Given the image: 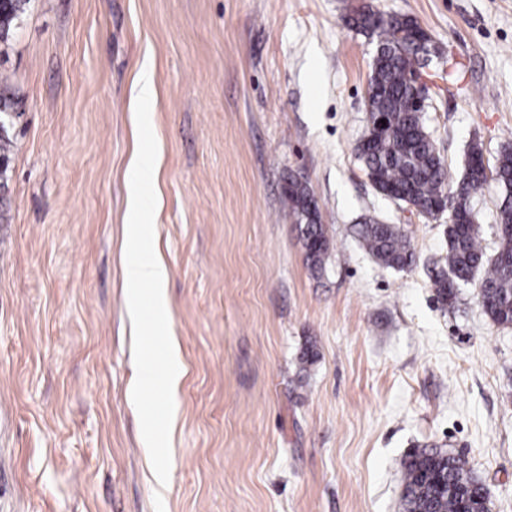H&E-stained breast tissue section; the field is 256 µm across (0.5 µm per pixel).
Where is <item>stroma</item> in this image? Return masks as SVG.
<instances>
[{"mask_svg":"<svg viewBox=\"0 0 512 512\" xmlns=\"http://www.w3.org/2000/svg\"><path fill=\"white\" fill-rule=\"evenodd\" d=\"M430 38L425 124L454 176L512 142V0H30L0 46L16 117L0 176V512H404L416 448L464 455L512 512V327L434 280L447 217L378 193L374 38L351 7ZM151 58L154 234L185 367L158 485L128 398L124 295L135 94ZM330 241L306 264L289 180ZM401 227L396 271L356 226ZM313 350L315 360L301 355Z\"/></svg>","mask_w":512,"mask_h":512,"instance_id":"1","label":"stroma"}]
</instances>
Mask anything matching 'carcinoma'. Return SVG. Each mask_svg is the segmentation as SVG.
Listing matches in <instances>:
<instances>
[{
    "mask_svg": "<svg viewBox=\"0 0 512 512\" xmlns=\"http://www.w3.org/2000/svg\"><path fill=\"white\" fill-rule=\"evenodd\" d=\"M29 0H0V26L15 27ZM353 28L377 40L367 87V108L386 118L366 148L359 151L366 175L381 194L412 204L434 215L431 208L443 196L456 202L457 210L473 212L474 200L487 180L474 164L483 162V149L472 144L464 172L454 180L424 124L425 107L415 106L414 77L420 57L429 52V37L408 16L384 17L368 7L352 11ZM500 189L497 204L498 248L485 263L478 219L448 225V272L438 275L434 286L439 302L451 306L462 283L478 272L480 302L485 314L498 326H512V146L501 148L490 163ZM285 195L301 224L305 258L309 268L323 270L329 253L321 213L305 185L289 180ZM366 249L383 266L403 270L414 262L406 235L394 224L368 220L358 227ZM405 512H462L466 504H479L483 486L469 476L464 457L442 448H417L404 463Z\"/></svg>",
    "mask_w": 512,
    "mask_h": 512,
    "instance_id": "obj_1",
    "label": "carcinoma"
}]
</instances>
